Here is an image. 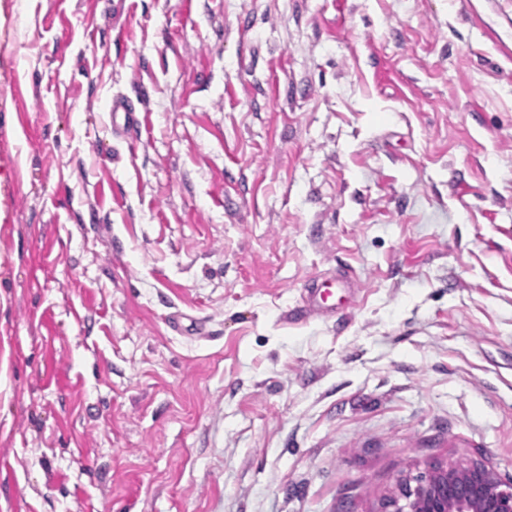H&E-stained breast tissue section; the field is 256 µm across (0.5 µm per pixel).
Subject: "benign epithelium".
<instances>
[{
    "label": "benign epithelium",
    "instance_id": "benign-epithelium-1",
    "mask_svg": "<svg viewBox=\"0 0 512 512\" xmlns=\"http://www.w3.org/2000/svg\"><path fill=\"white\" fill-rule=\"evenodd\" d=\"M415 482H399L379 512H512V481L486 461L438 467Z\"/></svg>",
    "mask_w": 512,
    "mask_h": 512
}]
</instances>
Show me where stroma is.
Segmentation results:
<instances>
[{
  "label": "stroma",
  "mask_w": 512,
  "mask_h": 512,
  "mask_svg": "<svg viewBox=\"0 0 512 512\" xmlns=\"http://www.w3.org/2000/svg\"><path fill=\"white\" fill-rule=\"evenodd\" d=\"M483 457L512 0H0V512H378ZM109 112L112 117V129L115 132L129 133L140 127V110L123 97L112 98ZM353 288L342 278H325L313 280L308 286L306 298L307 307L311 310L327 313L333 310L334 305L327 303L330 296L329 288Z\"/></svg>",
  "instance_id": "1"
}]
</instances>
